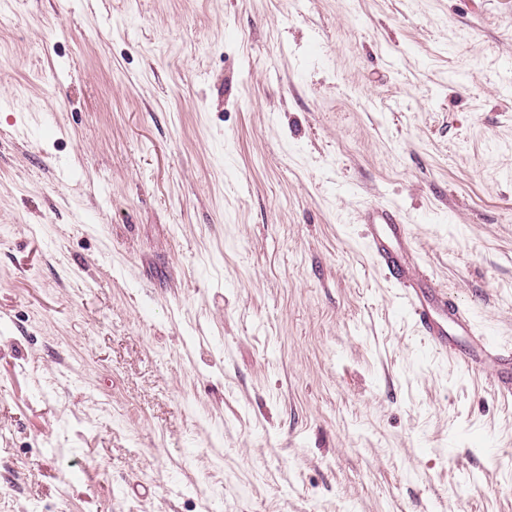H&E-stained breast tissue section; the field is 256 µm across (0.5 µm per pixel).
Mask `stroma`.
<instances>
[{
  "mask_svg": "<svg viewBox=\"0 0 512 512\" xmlns=\"http://www.w3.org/2000/svg\"><path fill=\"white\" fill-rule=\"evenodd\" d=\"M512 0H0V512H512ZM363 224L375 262L406 287L400 298L410 308L418 333L431 349L436 354L448 355V324L466 336H473L470 349L458 353L459 360L471 370L491 365L498 392L503 398L512 399V348L493 346L479 336L468 313L420 269L406 224L401 223L396 213L383 206L369 207Z\"/></svg>",
  "mask_w": 512,
  "mask_h": 512,
  "instance_id": "obj_1",
  "label": "stroma"
}]
</instances>
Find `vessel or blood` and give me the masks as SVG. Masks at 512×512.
<instances>
[{"label": "vessel or blood", "mask_w": 512, "mask_h": 512, "mask_svg": "<svg viewBox=\"0 0 512 512\" xmlns=\"http://www.w3.org/2000/svg\"><path fill=\"white\" fill-rule=\"evenodd\" d=\"M363 224L375 262L405 287L402 301L409 307L418 333L438 354L448 352V330L472 336L470 349L460 354L468 368L492 366L493 381L500 395L512 398V348L491 345L476 333L472 318L460 309L445 289L436 287L419 267L411 248L407 227L392 210L368 208Z\"/></svg>", "instance_id": "obj_1"}]
</instances>
